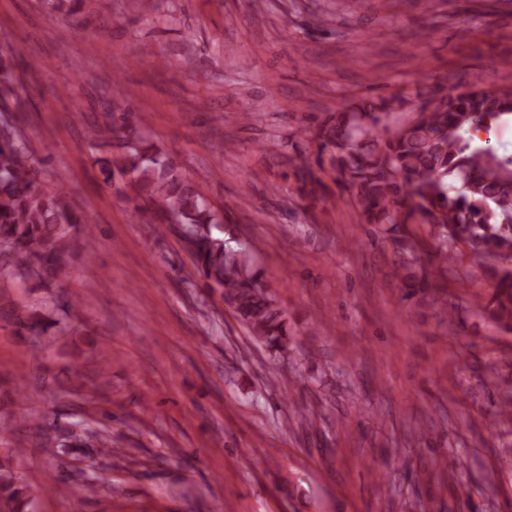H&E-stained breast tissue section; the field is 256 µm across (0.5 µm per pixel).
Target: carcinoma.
Wrapping results in <instances>:
<instances>
[{
	"mask_svg": "<svg viewBox=\"0 0 512 512\" xmlns=\"http://www.w3.org/2000/svg\"><path fill=\"white\" fill-rule=\"evenodd\" d=\"M22 48L0 59V112L10 124L0 130V248L12 267L47 286L74 257L71 229L84 234L64 184L39 177V161L21 141L20 95L12 79ZM410 112L403 120L400 113ZM512 116V87L491 89L474 80L460 89L435 87L421 105L404 92L344 102L314 121L313 151L294 168L302 199L328 200L322 176L349 193L368 235H387L401 261L396 269L408 295L432 293L452 315L457 304L440 289L448 268L468 252L491 284L488 293L471 292V304L506 332H512V154L474 146L463 130H489ZM117 153L93 158L106 183L126 179L136 216L150 214L149 230L159 234L173 224L185 229L184 248L210 288L224 289L253 338L271 351L288 352V315L261 269L238 247L212 232L217 216L180 164L134 124V113L113 119ZM19 325L42 336L56 322L40 312ZM88 438L71 433L61 443L46 436L45 447H76ZM28 487L14 471V454L0 455V512H23Z\"/></svg>",
	"mask_w": 512,
	"mask_h": 512,
	"instance_id": "1",
	"label": "carcinoma"
}]
</instances>
